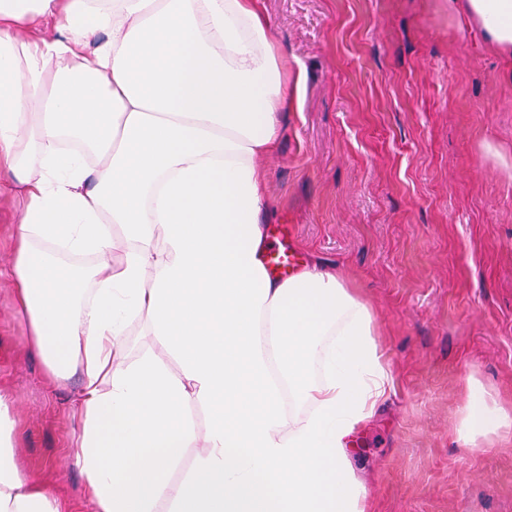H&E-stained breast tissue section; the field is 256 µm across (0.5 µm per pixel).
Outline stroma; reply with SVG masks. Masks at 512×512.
Returning <instances> with one entry per match:
<instances>
[{
    "label": "stroma",
    "instance_id": "1",
    "mask_svg": "<svg viewBox=\"0 0 512 512\" xmlns=\"http://www.w3.org/2000/svg\"><path fill=\"white\" fill-rule=\"evenodd\" d=\"M305 76L259 158L298 262L346 271L393 385L351 460L365 512H512V426L464 443L469 380L512 418V69L450 0H263ZM25 201L0 205V401L20 469L93 512L69 455L77 378L51 380L11 285ZM147 316L113 357L158 351Z\"/></svg>",
    "mask_w": 512,
    "mask_h": 512
}]
</instances>
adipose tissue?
I'll return each mask as SVG.
<instances>
[{
  "label": "adipose tissue",
  "mask_w": 512,
  "mask_h": 512,
  "mask_svg": "<svg viewBox=\"0 0 512 512\" xmlns=\"http://www.w3.org/2000/svg\"><path fill=\"white\" fill-rule=\"evenodd\" d=\"M460 12L512 53V0ZM290 106L260 0H0V197L26 201L15 301L51 375L80 377L70 454L94 512H362L348 440L392 383L373 314L340 273L312 263L280 281L263 260L257 159ZM53 244L97 262L72 267ZM144 313L160 353L114 367ZM507 424L470 381L462 438ZM12 425L0 407V512H63L18 468Z\"/></svg>",
  "instance_id": "obj_1"
}]
</instances>
